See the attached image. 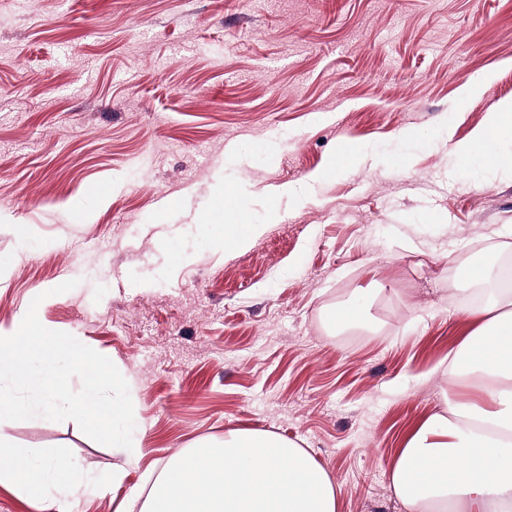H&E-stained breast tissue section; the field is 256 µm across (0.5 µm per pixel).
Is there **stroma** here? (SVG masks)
Instances as JSON below:
<instances>
[{
  "label": "stroma",
  "mask_w": 512,
  "mask_h": 512,
  "mask_svg": "<svg viewBox=\"0 0 512 512\" xmlns=\"http://www.w3.org/2000/svg\"><path fill=\"white\" fill-rule=\"evenodd\" d=\"M503 101L512 0H0V328L43 296L130 379L149 450L131 469L73 421L0 423L95 485L0 484V512H119L145 467L236 429L303 448L339 512H400L461 287L512 260V174L451 151ZM346 141L364 160L320 178ZM236 220L265 230L230 253Z\"/></svg>",
  "instance_id": "stroma-1"
}]
</instances>
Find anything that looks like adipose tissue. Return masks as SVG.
<instances>
[{
  "instance_id": "obj_1",
  "label": "adipose tissue",
  "mask_w": 512,
  "mask_h": 512,
  "mask_svg": "<svg viewBox=\"0 0 512 512\" xmlns=\"http://www.w3.org/2000/svg\"><path fill=\"white\" fill-rule=\"evenodd\" d=\"M512 139V102L488 113L458 161L485 149V161L512 171V155L492 143ZM484 286L460 314L472 324L448 364L443 412L409 434L390 477L405 512H512V289L486 270ZM0 484L33 499L77 497L88 488L65 459L15 448L0 434ZM340 488L301 448L256 430H232L220 448L184 451L164 463L141 512H338Z\"/></svg>"
}]
</instances>
